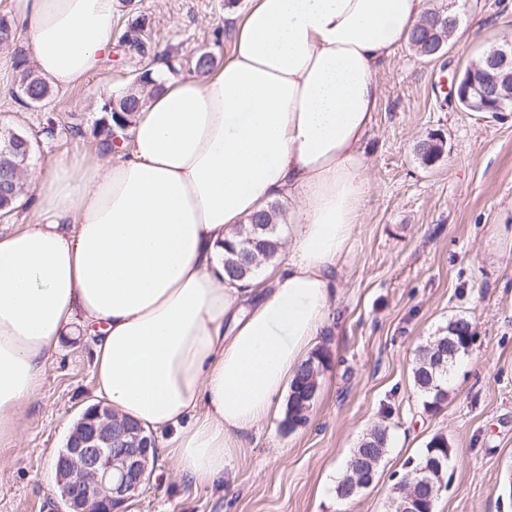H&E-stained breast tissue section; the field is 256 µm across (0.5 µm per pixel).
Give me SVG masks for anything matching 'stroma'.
Returning a JSON list of instances; mask_svg holds the SVG:
<instances>
[{"label":"stroma","instance_id":"stroma-1","mask_svg":"<svg viewBox=\"0 0 512 512\" xmlns=\"http://www.w3.org/2000/svg\"><path fill=\"white\" fill-rule=\"evenodd\" d=\"M224 0H118L114 28L138 18L145 51L115 47L100 72L53 88L45 106L15 94L10 51L0 49V127L35 144L33 171L63 155L99 151L103 102L130 86L166 49L190 73L216 40ZM512 40V0H467L461 32L440 57L409 46L377 74L379 109L365 156L370 170L362 222L341 265V290L316 338L324 357L307 422L284 412L262 422L211 488L195 486L156 453L149 480L127 512H395L390 490L437 435L451 450L434 512H512V115L487 120L450 99L448 80L483 49ZM54 133H47V126ZM442 137L431 163L418 142ZM467 318L474 343L448 377V398L425 406L412 368L416 350ZM90 350L66 337L47 361L39 397L21 421V441L0 451V512H61L54 466L69 428L98 403ZM390 430L373 484L355 499L336 495L353 448L375 426Z\"/></svg>","mask_w":512,"mask_h":512}]
</instances>
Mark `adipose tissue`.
Segmentation results:
<instances>
[{"mask_svg":"<svg viewBox=\"0 0 512 512\" xmlns=\"http://www.w3.org/2000/svg\"><path fill=\"white\" fill-rule=\"evenodd\" d=\"M34 70L67 88L114 47L117 0H10ZM426 0H249L206 76L157 85L119 151L76 152L31 183L0 234V447L16 446L44 365L80 325L97 394L165 434L177 473L210 487L279 408L327 322L369 187L376 75ZM288 199L287 258L224 275L241 224Z\"/></svg>","mask_w":512,"mask_h":512,"instance_id":"obj_1","label":"adipose tissue"}]
</instances>
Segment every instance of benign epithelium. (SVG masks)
<instances>
[{
    "instance_id": "benign-epithelium-1",
    "label": "benign epithelium",
    "mask_w": 512,
    "mask_h": 512,
    "mask_svg": "<svg viewBox=\"0 0 512 512\" xmlns=\"http://www.w3.org/2000/svg\"><path fill=\"white\" fill-rule=\"evenodd\" d=\"M472 78L454 77L450 97L480 112L506 114L512 100V41L493 48L484 65L471 67ZM155 440L131 420L114 417L112 408L99 403L72 427L68 445L60 453L65 466L57 473L64 512H123L150 476V449ZM347 480L359 492L372 485L374 472L359 466ZM427 484L414 472L392 487L398 512H427L416 495Z\"/></svg>"
}]
</instances>
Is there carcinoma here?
Here are the masks:
<instances>
[{
	"mask_svg": "<svg viewBox=\"0 0 512 512\" xmlns=\"http://www.w3.org/2000/svg\"><path fill=\"white\" fill-rule=\"evenodd\" d=\"M446 0H432L430 7L423 13L419 22L412 29L408 45L411 50L421 57L427 59L435 58V55L429 53L428 45L431 37L426 27V21L434 18L437 14L448 15L445 11ZM13 48L14 68L18 75V88L22 93V102L27 105L37 106L39 103L47 101L51 96V88L47 80L38 75L34 70L27 66L25 49L16 43V30L0 29V47ZM149 84L148 72L144 71L139 75V81L122 91L112 95L106 100L102 108L109 109L112 113V124L102 127L98 136L100 144L105 149H112L113 141L120 133L126 131L135 113L138 112L144 102L143 89ZM24 156L4 153L0 151V203L8 205V209H13L17 200L24 195L26 183L22 179L26 166L21 164ZM279 210L276 206H270V210L253 216L250 223L242 225L238 229L240 241L237 245L231 247V256L224 259V271L230 278H244L254 276L257 265L252 261L251 237L259 239V249L264 253L265 260H272L278 252L279 241L277 224ZM258 224L260 228L253 230L252 225ZM449 325L456 328L461 339L457 340V346L451 349H443L444 359L455 361L468 352L471 342L462 339V336L468 334L469 323L462 319H456L449 322ZM415 386L427 397L426 405L431 408H437L446 399V385L448 381V364L441 366L435 365L427 359V346H421L415 356V364L412 371ZM320 386V373L313 372L309 367V362H304L294 377L290 391L298 392L305 387ZM389 432L387 428L378 426L370 430L364 437L361 445L354 449L349 457L348 463H353L360 457L365 456L370 451H376L384 454L389 445ZM431 457L442 459L443 467L440 471H434L429 474L431 485L435 493L433 498H438V490L441 483L445 482L448 471V441L440 435L433 437L425 451L414 461L407 462L406 473H412L418 468L427 464Z\"/></svg>",
	"mask_w": 512,
	"mask_h": 512,
	"instance_id": "cac0c4a2",
	"label": "carcinoma"
}]
</instances>
